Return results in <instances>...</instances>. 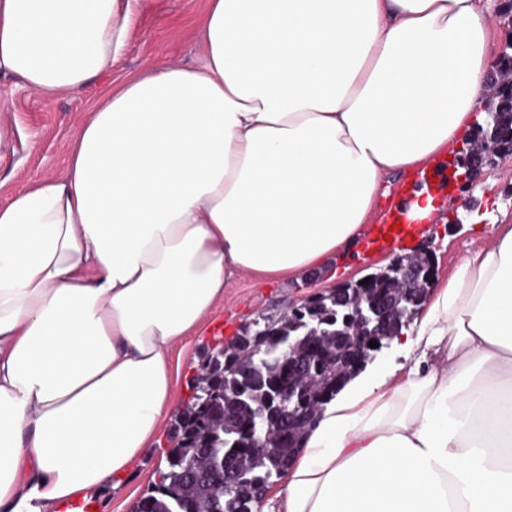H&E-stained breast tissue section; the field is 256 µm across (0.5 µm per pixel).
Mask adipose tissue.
<instances>
[{"mask_svg":"<svg viewBox=\"0 0 512 512\" xmlns=\"http://www.w3.org/2000/svg\"><path fill=\"white\" fill-rule=\"evenodd\" d=\"M140 0H0V73L108 76L62 173L0 208V512L90 501L153 446L192 335L242 274L365 234L383 177L479 123L494 0H208L201 62L110 74ZM357 375L261 512H512V225L490 224Z\"/></svg>","mask_w":512,"mask_h":512,"instance_id":"obj_1","label":"adipose tissue"}]
</instances>
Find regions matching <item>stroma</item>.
I'll use <instances>...</instances> for the list:
<instances>
[{
  "mask_svg": "<svg viewBox=\"0 0 512 512\" xmlns=\"http://www.w3.org/2000/svg\"><path fill=\"white\" fill-rule=\"evenodd\" d=\"M207 0H142L137 24L124 56L112 75L124 78L138 74L150 61L174 60L184 65L199 61L197 37ZM103 81L92 80L78 96L29 93L18 88L14 77L0 74V96L12 104L0 112V206L12 192L32 179L59 175L66 162L67 145L88 107L98 98ZM452 195L455 211L441 212L436 224L427 225L413 244L414 249L433 253L436 284H444L469 251L481 248L483 237L469 223L473 213L492 210L499 223L512 225V158L485 169L470 185H456ZM396 249L366 251L357 243L347 262L348 269L336 278L326 273H306L283 280L259 282L238 276L224 287V302L202 323L199 330L174 345L170 351L179 367L172 407L180 409L191 394L190 379L207 348L215 339H232L245 324L287 305H301L307 298L325 293L350 281H358L388 265ZM173 414L167 415L158 441L146 449L140 461L116 486H105L90 502L88 512H134L139 499L151 491L160 472L167 468L166 450L174 430Z\"/></svg>",
  "mask_w": 512,
  "mask_h": 512,
  "instance_id": "obj_1",
  "label": "stroma"
}]
</instances>
